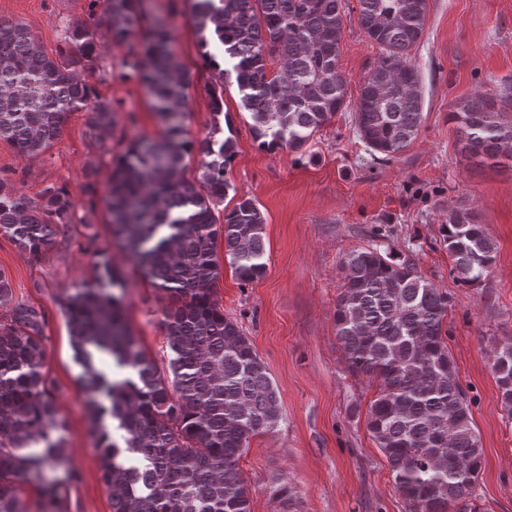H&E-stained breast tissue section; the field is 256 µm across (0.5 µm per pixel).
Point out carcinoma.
Returning <instances> with one entry per match:
<instances>
[{"label": "carcinoma", "instance_id": "1", "mask_svg": "<svg viewBox=\"0 0 512 512\" xmlns=\"http://www.w3.org/2000/svg\"><path fill=\"white\" fill-rule=\"evenodd\" d=\"M102 2L93 25L64 26L49 55L20 22L0 21V139L39 158L69 116L86 112L107 135L116 104L84 79L103 69L96 31L105 25L125 49L121 67L153 100L158 138L129 141L102 197L116 243L141 276L169 294L161 325L171 353L166 378L141 350L124 321L125 283L108 248L86 252L96 276L63 304L84 372V410L101 458V481L112 512H250V488L238 462L250 438L283 420L267 367L237 322L213 298L221 274L216 252L237 279L267 271L265 219L251 198L224 212V179L235 155L232 138L184 136L189 73L170 49V31L148 15L143 0ZM201 54L217 73L212 109L223 111L224 82L234 81L251 132L261 147L299 150L344 106L340 42L351 13L343 0H188ZM357 23L380 55L361 81L355 126L368 151L395 158L424 120L422 78L411 52L424 36L428 0H357ZM512 85L478 90L449 112L461 153L495 167L512 162ZM202 154L200 175L183 177L185 158ZM73 208L55 185L30 198L0 178V234L37 262L66 236ZM443 242L453 272L482 282L496 244L473 208L448 209ZM345 288L336 299V337L347 371L378 381L367 429L387 459L408 512H478L472 494L482 448L467 395L442 331L448 294L404 255L369 246L343 261ZM46 318L25 303L0 315V512H28L22 485L33 486L46 512H65L60 489L78 478L64 463L66 422L45 370ZM503 409L512 420V342L493 351ZM280 512H299L295 487L275 491Z\"/></svg>", "mask_w": 512, "mask_h": 512}]
</instances>
